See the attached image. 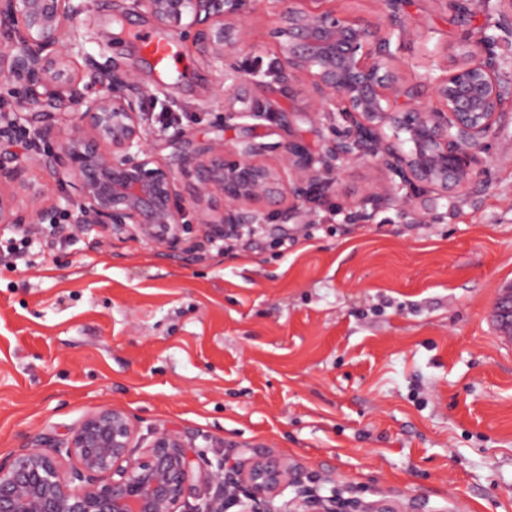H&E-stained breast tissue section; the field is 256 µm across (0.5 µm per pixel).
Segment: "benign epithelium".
Returning a JSON list of instances; mask_svg holds the SVG:
<instances>
[{
	"mask_svg": "<svg viewBox=\"0 0 512 512\" xmlns=\"http://www.w3.org/2000/svg\"><path fill=\"white\" fill-rule=\"evenodd\" d=\"M274 10L279 92L298 95L311 111L341 113L347 130L315 154L290 138L276 162L271 146L252 138L228 146L221 140L184 134L164 160L148 147L144 102L148 90L134 69L112 61L84 59L77 68L66 44L68 27L87 0H0V27L17 35L0 45V79L53 87V98L76 107L59 147L40 113H0V146L22 141L16 164L0 168V227L55 223L54 208L35 205L40 189L28 171L38 168L66 178L75 188L69 217L74 228L97 224L119 238L139 239L189 252L188 225L178 205L177 178H191L190 208L209 225L212 237L239 236L276 217L286 223L308 189L342 164L362 160L383 171L402 196L373 193L369 202L392 200L415 208V193L439 199L464 193L482 172L479 153L507 112L512 111V73L494 51L498 37L482 35L463 44V61L450 68L438 60L417 85L396 67L387 37L356 19L338 18L325 0H299ZM164 30L189 33L224 65V122L257 119L270 111L253 98L236 107L245 79L225 63L252 47L244 0H136ZM496 28L512 33V0H500ZM104 84L94 96L89 87ZM221 192L223 205L217 204ZM32 206L20 208V201ZM494 315L512 332V285L494 304ZM194 440L166 427L137 436L129 414L113 407L79 419L63 444L35 440L9 462H0V512H282L273 506L288 486L300 484L288 461L253 453L228 471L224 455L210 469L198 468ZM302 512H370L360 503H336L298 491Z\"/></svg>",
	"mask_w": 512,
	"mask_h": 512,
	"instance_id": "7a95c632",
	"label": "benign epithelium"
}]
</instances>
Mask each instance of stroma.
Instances as JSON below:
<instances>
[{"mask_svg":"<svg viewBox=\"0 0 512 512\" xmlns=\"http://www.w3.org/2000/svg\"><path fill=\"white\" fill-rule=\"evenodd\" d=\"M343 16L398 30L381 0H330ZM254 50L236 58L253 96L273 112L224 123V71L190 38L171 34L176 66L142 62L132 32H156L132 0H90L68 29L85 57L136 65L158 158L181 133L275 145L290 132L310 148L342 133L278 91L270 63L274 17L245 0ZM497 0H405L400 16L428 43L398 52L409 82L429 57L460 62L459 42L494 33ZM65 127L71 106L43 87L0 81ZM484 171L451 200L422 195L427 215L372 207L386 175L364 163L322 181L301 217L272 220L246 248L218 250L186 211L200 249L172 255L90 225L31 236L20 259L0 257V461L31 440L65 438L102 406L124 409L139 434L165 426L194 438L205 459L224 443L227 468L263 451L288 458L307 489L338 501L382 499L401 512H512V342L492 307L512 284V112L490 139ZM287 248H279V238Z\"/></svg>","mask_w":512,"mask_h":512,"instance_id":"1","label":"stroma"}]
</instances>
